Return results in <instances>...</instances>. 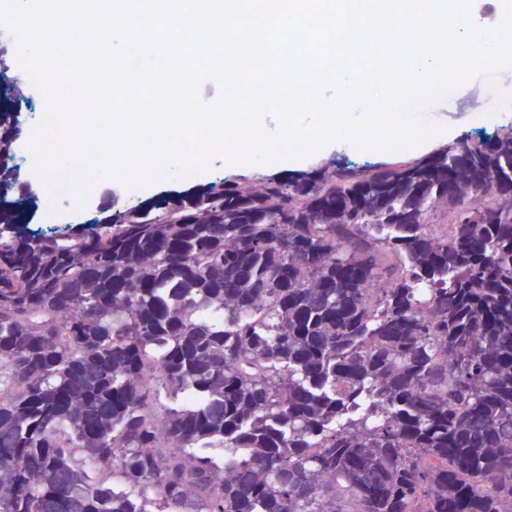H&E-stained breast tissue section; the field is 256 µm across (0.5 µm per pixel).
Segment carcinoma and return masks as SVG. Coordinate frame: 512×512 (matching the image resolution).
Listing matches in <instances>:
<instances>
[{"mask_svg": "<svg viewBox=\"0 0 512 512\" xmlns=\"http://www.w3.org/2000/svg\"><path fill=\"white\" fill-rule=\"evenodd\" d=\"M9 229L0 512H512V127Z\"/></svg>", "mask_w": 512, "mask_h": 512, "instance_id": "1", "label": "carcinoma"}]
</instances>
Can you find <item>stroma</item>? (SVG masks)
<instances>
[{
  "label": "stroma",
  "mask_w": 512,
  "mask_h": 512,
  "mask_svg": "<svg viewBox=\"0 0 512 512\" xmlns=\"http://www.w3.org/2000/svg\"><path fill=\"white\" fill-rule=\"evenodd\" d=\"M495 78L500 86L499 95H492L486 76H478L454 90L441 103L428 106V118L437 124L447 125L456 141L469 139L476 142L483 135L512 126V68L497 71ZM399 160L396 154L371 155L362 159L352 153L332 151L311 158L300 166L299 171L305 174L320 168L360 170L369 166L390 165ZM265 174L262 168L225 167L223 156L218 155L213 159L211 170L201 176L174 182L161 181L147 188L97 189L95 194L89 196L83 209L63 214L54 220L53 225L59 229L82 227L111 214L113 209L149 204L168 193L190 192L222 177L253 179ZM40 206L36 183L27 174H19L16 185L0 191V208L12 210L19 219L15 227L17 234L39 230L35 215Z\"/></svg>",
  "instance_id": "35a3bbf8"
}]
</instances>
